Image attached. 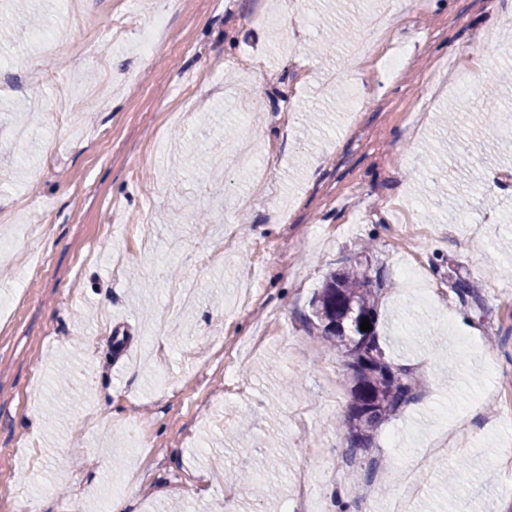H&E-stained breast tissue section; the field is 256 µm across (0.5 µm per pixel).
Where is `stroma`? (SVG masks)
Instances as JSON below:
<instances>
[{"mask_svg": "<svg viewBox=\"0 0 512 512\" xmlns=\"http://www.w3.org/2000/svg\"><path fill=\"white\" fill-rule=\"evenodd\" d=\"M376 2L42 0L36 34L0 8V137L34 118L0 152V218L44 214L32 236L0 221V277L49 257L0 322V512L21 470L35 512H95L84 492L105 483L126 512H267L269 482L279 512H393L412 469L410 512H448L451 475L470 512H512V184L493 179L512 172V0H410L380 37ZM128 11L162 14L167 42L114 39ZM463 69L482 79L466 101ZM269 150L265 185L242 180ZM364 241L392 283L379 343L420 389L352 460L343 358L310 318ZM450 287L453 288L457 297L464 304H472L477 308L482 305V300L477 290V286L467 278L456 276L451 281Z\"/></svg>", "mask_w": 512, "mask_h": 512, "instance_id": "obj_1", "label": "stroma"}]
</instances>
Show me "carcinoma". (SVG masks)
Wrapping results in <instances>:
<instances>
[{"instance_id": "1", "label": "carcinoma", "mask_w": 512, "mask_h": 512, "mask_svg": "<svg viewBox=\"0 0 512 512\" xmlns=\"http://www.w3.org/2000/svg\"><path fill=\"white\" fill-rule=\"evenodd\" d=\"M369 252L361 248L348 259V265L326 278L314 301L315 326L325 336L329 350L343 354L351 385V404L345 419L351 454L369 446L372 433L387 416L399 411L416 397L419 382L413 373L395 365L380 346L377 332H372L370 347L360 349L352 331L340 327L355 313H377L386 288L381 277L368 274ZM457 297L464 304L481 307L477 286L458 276L451 281Z\"/></svg>"}]
</instances>
